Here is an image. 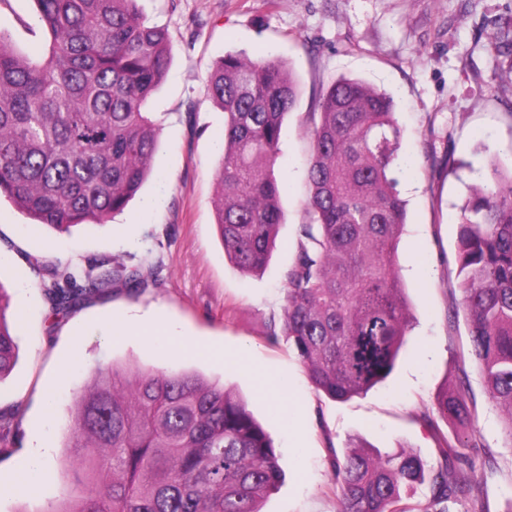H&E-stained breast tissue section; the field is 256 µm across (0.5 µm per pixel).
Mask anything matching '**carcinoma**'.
<instances>
[{"label": "carcinoma", "instance_id": "1", "mask_svg": "<svg viewBox=\"0 0 512 512\" xmlns=\"http://www.w3.org/2000/svg\"><path fill=\"white\" fill-rule=\"evenodd\" d=\"M138 0H35L45 50L23 57L0 31V196L38 227L106 224L151 173L161 123L147 105L171 63L167 29L148 23ZM512 46V30L488 40ZM289 63L226 52L204 79L205 99L224 112L214 177L224 253L244 274L261 271L284 223L286 186L274 176L282 127L298 105ZM311 155L305 221L285 275L280 333L313 386L333 400L362 395L393 371L410 331L398 268L407 203L397 190L401 128L392 97L341 77L304 118ZM460 208L456 260L471 351L489 399L504 413L512 448V166L479 175ZM135 292L141 271H115ZM107 279L52 269L43 283L51 312L67 314ZM18 345L0 307V378ZM436 412L469 421L443 390ZM17 427L0 413V455ZM443 470L429 478L405 448L350 449L336 467V512H408L403 496L430 481L432 504L468 489L450 479L461 446L435 433ZM66 454L70 491L51 512H260L284 471L271 434L247 404L198 373L98 367L76 397Z\"/></svg>", "mask_w": 512, "mask_h": 512}]
</instances>
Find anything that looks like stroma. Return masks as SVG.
<instances>
[{"label":"stroma","mask_w":512,"mask_h":512,"mask_svg":"<svg viewBox=\"0 0 512 512\" xmlns=\"http://www.w3.org/2000/svg\"><path fill=\"white\" fill-rule=\"evenodd\" d=\"M149 23L166 27L171 65L149 100L162 122L153 174L103 226L69 234L33 231L27 216L0 199V283L11 296L10 322L19 344L13 371L0 379V411L16 414L19 432L1 468L28 466L32 441L54 451L33 468L42 500L66 492L60 473L67 410L86 372L120 361L164 370H195L224 382L269 430L282 452L285 479L261 512H336L333 453L349 442L406 447L428 467L439 457L423 414L434 413L447 388L474 411L471 424L440 422L465 444L452 477L470 491L450 512H508L512 448L501 435L502 411L488 398L470 350L455 259L459 209L474 171L512 164V53L494 55L489 33L512 28V0H139ZM33 0H0V29L20 55L45 44L35 31ZM274 50L299 84V105L283 126L275 166L288 192L286 221L265 270L246 275L224 253L215 225L213 173L224 145V114L204 98L203 80L227 51ZM356 77L388 91L402 128V158L412 171L398 188L407 223L398 270L414 317L406 352L394 372L366 394L338 402L317 391L271 322L285 304V274L304 221L303 117L327 84ZM194 113H187L189 103ZM150 261L145 285L122 283L53 316L41 282L48 269L77 276ZM134 313L163 329L154 336L114 337ZM277 385L262 392L255 370Z\"/></svg>","instance_id":"obj_1"}]
</instances>
